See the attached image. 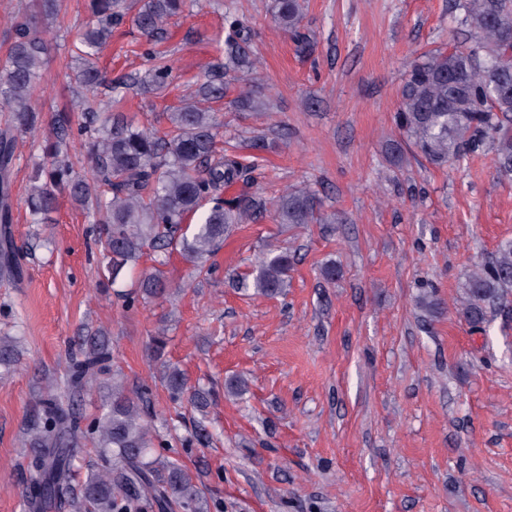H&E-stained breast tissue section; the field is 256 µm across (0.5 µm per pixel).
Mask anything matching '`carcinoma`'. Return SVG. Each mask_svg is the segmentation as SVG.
I'll return each instance as SVG.
<instances>
[{
  "mask_svg": "<svg viewBox=\"0 0 512 512\" xmlns=\"http://www.w3.org/2000/svg\"><path fill=\"white\" fill-rule=\"evenodd\" d=\"M187 0H142L133 22L142 35L153 39L168 21L184 11ZM130 0H88L89 20L80 35L75 57L79 86L92 91L105 85L120 96L135 79L111 82L94 58L111 39L112 27L124 22ZM462 24L478 38L473 48L435 50L409 70L396 113L399 131L424 158L443 165L466 153L483 149L487 137L494 142V164L500 174H512V0H458ZM60 0H35L33 10L14 27V37L0 60V104L11 112L10 124L0 131V276L19 280L23 272L14 242L10 201L11 170L19 136L40 122L32 106V92L47 63V43L42 28L58 18ZM303 0H276L274 18L300 51L311 49L302 31ZM224 63L213 67L188 101L167 119L170 137L129 123L113 110L100 107L87 95L76 101L81 121L68 112L55 115L54 141L46 148L47 161L35 168L27 196L30 223L43 224L55 210L58 195L67 194L103 225L101 241L107 262L103 276L116 284L128 263L139 258L146 243L161 254L179 250L199 271L232 228L257 217L263 203L249 195L231 199L222 192L249 181L248 166L218 147L221 121L210 104L224 97V73H236L240 83L232 104L260 111L270 102L254 91L257 62L252 59L238 23L227 20ZM150 82L166 85L172 68L158 53ZM206 102L205 108L200 102ZM78 135L90 157L91 174L75 172L62 147ZM281 224H329L318 213L316 193L307 189L283 195L275 209ZM292 259L284 251L258 257L252 281L242 282L266 296H278L287 285ZM512 288V241L501 245L490 263L478 262L464 285L459 315L472 325L486 320L487 309L504 290ZM172 284L152 272L139 282L138 293L115 290L130 307L143 295L163 298ZM16 341L0 338V367L8 371L18 361ZM111 353L99 330L79 337L68 353L63 384L45 378L38 404L25 428V444L33 449L24 497L28 512H209L208 499L193 475L175 458L152 456L166 446L163 428L152 424L143 393L124 379L108 374ZM165 386L173 398L188 396L194 408L207 405L208 393L187 391L184 374L166 367ZM105 389L100 413L85 421L79 405L85 395ZM95 445L101 468L88 471L79 489L72 486V461L76 449L87 441Z\"/></svg>",
  "mask_w": 512,
  "mask_h": 512,
  "instance_id": "carcinoma-1",
  "label": "carcinoma"
}]
</instances>
